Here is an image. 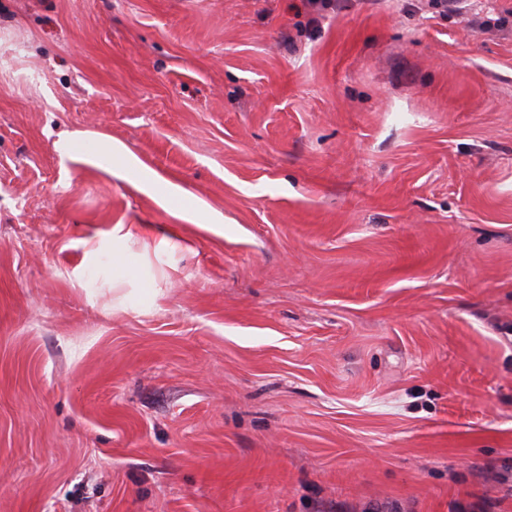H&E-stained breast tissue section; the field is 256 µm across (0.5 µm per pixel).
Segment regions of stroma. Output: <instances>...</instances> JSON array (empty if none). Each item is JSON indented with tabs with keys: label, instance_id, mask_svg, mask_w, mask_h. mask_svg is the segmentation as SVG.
<instances>
[{
	"label": "stroma",
	"instance_id": "35a3bbf8",
	"mask_svg": "<svg viewBox=\"0 0 512 512\" xmlns=\"http://www.w3.org/2000/svg\"><path fill=\"white\" fill-rule=\"evenodd\" d=\"M371 503L512 512V0H0V512ZM79 155L86 162L105 167L120 180L128 182L139 180L147 188H152L156 182L143 177L139 160L122 144L102 141L92 152Z\"/></svg>",
	"mask_w": 512,
	"mask_h": 512
}]
</instances>
